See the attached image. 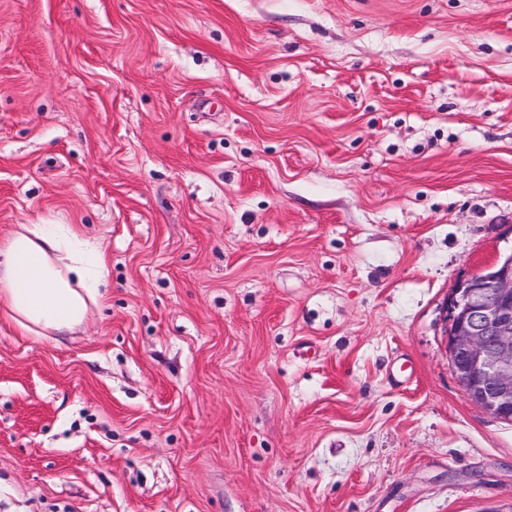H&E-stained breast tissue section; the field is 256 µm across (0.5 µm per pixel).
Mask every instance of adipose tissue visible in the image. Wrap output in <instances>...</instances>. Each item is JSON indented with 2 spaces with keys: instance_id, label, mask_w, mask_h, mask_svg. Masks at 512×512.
Wrapping results in <instances>:
<instances>
[{
  "instance_id": "ef3b65f1",
  "label": "adipose tissue",
  "mask_w": 512,
  "mask_h": 512,
  "mask_svg": "<svg viewBox=\"0 0 512 512\" xmlns=\"http://www.w3.org/2000/svg\"><path fill=\"white\" fill-rule=\"evenodd\" d=\"M105 285L99 246L70 225L25 224L0 241V302L22 332H75Z\"/></svg>"
}]
</instances>
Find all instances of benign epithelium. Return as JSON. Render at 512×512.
<instances>
[{"mask_svg": "<svg viewBox=\"0 0 512 512\" xmlns=\"http://www.w3.org/2000/svg\"><path fill=\"white\" fill-rule=\"evenodd\" d=\"M448 358L469 401L512 421V254L461 282L447 304Z\"/></svg>", "mask_w": 512, "mask_h": 512, "instance_id": "benign-epithelium-1", "label": "benign epithelium"}]
</instances>
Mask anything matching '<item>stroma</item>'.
Instances as JSON below:
<instances>
[{"label":"stroma","instance_id":"obj_1","mask_svg":"<svg viewBox=\"0 0 512 512\" xmlns=\"http://www.w3.org/2000/svg\"><path fill=\"white\" fill-rule=\"evenodd\" d=\"M109 293L0 314V512H512L445 347L512 253V0H0V240ZM105 285L99 245L69 224H22L0 241V301L22 332L74 333Z\"/></svg>","mask_w":512,"mask_h":512}]
</instances>
